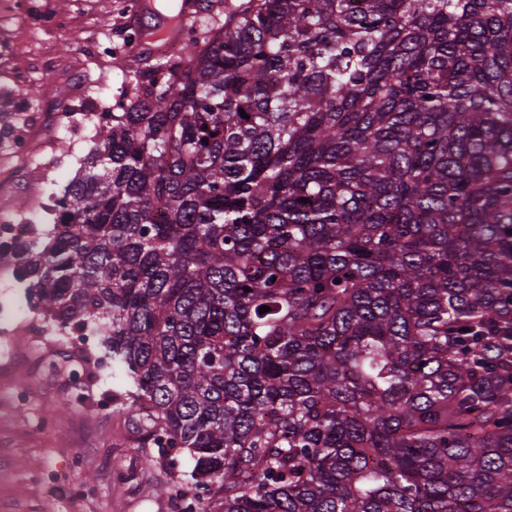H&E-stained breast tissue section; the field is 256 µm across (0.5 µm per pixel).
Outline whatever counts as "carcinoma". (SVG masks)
<instances>
[{
  "instance_id": "cac0c4a2",
  "label": "carcinoma",
  "mask_w": 512,
  "mask_h": 512,
  "mask_svg": "<svg viewBox=\"0 0 512 512\" xmlns=\"http://www.w3.org/2000/svg\"><path fill=\"white\" fill-rule=\"evenodd\" d=\"M182 50L12 245L29 302L180 512H512V0H217Z\"/></svg>"
}]
</instances>
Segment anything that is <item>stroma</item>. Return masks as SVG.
<instances>
[{"mask_svg": "<svg viewBox=\"0 0 512 512\" xmlns=\"http://www.w3.org/2000/svg\"><path fill=\"white\" fill-rule=\"evenodd\" d=\"M12 0H0V41L12 43V66H0V85L13 69L30 78V88L48 90L54 111L77 115L83 137L48 132L33 140L30 161L0 159V177L21 187L11 206L35 191L57 192L72 179L92 146L90 112L113 103L125 83L139 73L132 52L106 61L94 50L98 41L118 39L123 16L118 0H40L45 13L65 19L58 30L42 29L12 15ZM83 86L74 96L72 81ZM13 315L8 340L26 357L20 365L0 359V512H178L163 493L167 482L185 481L194 462L188 452L174 459L157 449L131 444L142 427L132 416L133 385L111 357L97 361L86 379L82 399L69 396L62 378L37 376L39 355L30 325L42 322L37 309L0 301ZM11 391L29 402L5 403ZM50 419L53 432L37 431L38 418Z\"/></svg>", "mask_w": 512, "mask_h": 512, "instance_id": "35a3bbf8", "label": "stroma"}]
</instances>
